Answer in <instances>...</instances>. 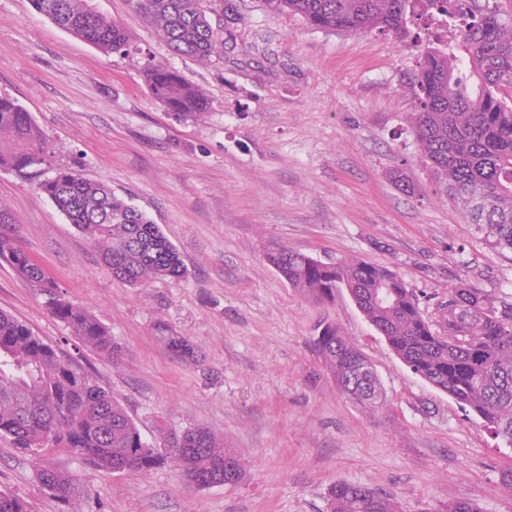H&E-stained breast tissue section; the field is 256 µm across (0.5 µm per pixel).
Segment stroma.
<instances>
[{
    "instance_id": "obj_1",
    "label": "stroma",
    "mask_w": 512,
    "mask_h": 512,
    "mask_svg": "<svg viewBox=\"0 0 512 512\" xmlns=\"http://www.w3.org/2000/svg\"><path fill=\"white\" fill-rule=\"evenodd\" d=\"M123 23L124 53H103L36 12L0 0V96L28 112L51 152L40 177L0 168V207L17 244L67 300L91 312L122 348L108 361L51 317L0 259V310L90 372L162 452L187 429L224 437L246 472L236 484L192 485L174 462L130 475L63 451L41 459L0 437V486L27 512H326L337 481L396 497L401 512L469 501L512 512V447L393 353L347 290L315 302L267 262L277 242L325 262L356 258L394 270L435 320L451 286L512 303V253L489 247L417 159L407 84L422 43L311 26L265 0H224L210 21V60L175 55L132 0H90ZM163 65L198 86L210 110L172 116L144 71ZM70 168L108 181L159 224L186 268L140 288L100 254L38 189ZM414 186L405 193L392 173ZM335 325L371 363L376 406L338 389L313 346ZM199 350L181 361L160 328ZM73 475L62 503L38 465Z\"/></svg>"
}]
</instances>
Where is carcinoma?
<instances>
[{
	"label": "carcinoma",
	"mask_w": 512,
	"mask_h": 512,
	"mask_svg": "<svg viewBox=\"0 0 512 512\" xmlns=\"http://www.w3.org/2000/svg\"><path fill=\"white\" fill-rule=\"evenodd\" d=\"M221 0H135L157 34L180 56L207 60L216 48L209 14ZM288 8L323 29L363 33L379 29L398 38L412 29L443 24L460 31L444 44L433 39L408 86L414 103L411 128L419 160L430 166L448 195L462 205L491 247L512 251V24L469 0H266ZM35 9L63 30L109 53L128 43L123 25L95 11L89 0H32ZM467 62L477 91L458 79ZM147 84L178 117L208 110L204 92L177 71L153 66ZM48 163L42 134L15 100L0 96V168L23 172ZM39 189L100 253L112 274L132 286L155 279L178 280L186 268L158 225L119 197L103 180L69 169ZM0 257L45 297L50 315L100 355L114 359L122 347L89 312L72 304L43 269L0 233ZM269 264L293 288L317 302H330L345 288L367 321L397 357L434 387L483 420L495 437L512 445V306L498 308L477 288H448L435 322L427 321L414 294L393 270L358 259L325 263L282 244L268 247ZM174 356L193 361L197 351L183 336H163ZM316 349L340 391L371 404L382 389L370 363L335 326L327 324ZM0 436L20 452L38 457L64 451L99 470L143 474L165 458L146 442L125 408L89 373L60 359L23 323L0 311ZM227 443L203 428L189 429L172 445L173 459L206 488L244 478ZM46 494L66 502L75 490L71 474L36 471ZM0 512H25L21 499L0 490ZM328 512H396L393 497L340 481L331 489Z\"/></svg>",
	"instance_id": "1"
}]
</instances>
